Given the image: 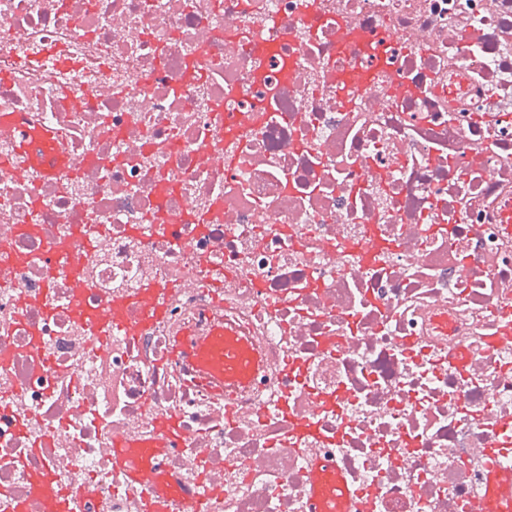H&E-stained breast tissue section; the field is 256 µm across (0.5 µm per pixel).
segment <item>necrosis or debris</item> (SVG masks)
I'll use <instances>...</instances> for the list:
<instances>
[{
  "instance_id": "1",
  "label": "necrosis or debris",
  "mask_w": 512,
  "mask_h": 512,
  "mask_svg": "<svg viewBox=\"0 0 512 512\" xmlns=\"http://www.w3.org/2000/svg\"><path fill=\"white\" fill-rule=\"evenodd\" d=\"M1 69L83 168L0 171V233L40 227L0 265V512H45L44 469L147 512L110 435L178 484L161 512H306L317 457L361 512H474L512 471V0H0ZM224 327L241 388L176 351Z\"/></svg>"
}]
</instances>
